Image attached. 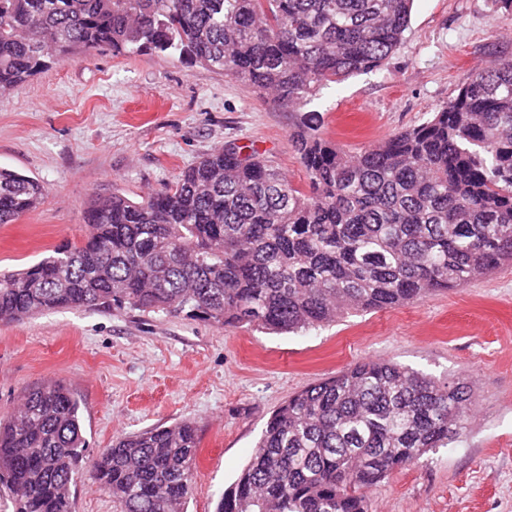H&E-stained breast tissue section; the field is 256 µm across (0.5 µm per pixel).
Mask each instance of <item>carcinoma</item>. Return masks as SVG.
<instances>
[{"mask_svg": "<svg viewBox=\"0 0 512 512\" xmlns=\"http://www.w3.org/2000/svg\"><path fill=\"white\" fill-rule=\"evenodd\" d=\"M413 0H0V90L79 52L173 53L292 108L378 70ZM305 192L256 152L217 148L141 200L96 198L86 234L0 271V323L63 308L177 311L276 333L378 312L512 263V58L473 73L422 124L356 155L290 134ZM46 198L0 169V224ZM471 387L362 361L268 418L215 512H369L368 489L466 428ZM89 447L81 399L29 389L0 420L10 512H72ZM199 448L190 420L112 442L90 479L115 512H185Z\"/></svg>", "mask_w": 512, "mask_h": 512, "instance_id": "1", "label": "carcinoma"}]
</instances>
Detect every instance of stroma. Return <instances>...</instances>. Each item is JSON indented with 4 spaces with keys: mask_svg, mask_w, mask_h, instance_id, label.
I'll list each match as a JSON object with an SVG mask.
<instances>
[{
    "mask_svg": "<svg viewBox=\"0 0 512 512\" xmlns=\"http://www.w3.org/2000/svg\"><path fill=\"white\" fill-rule=\"evenodd\" d=\"M512 58V7L415 0L378 71L288 110L223 72L157 54H80L0 93V167L40 180L42 205L0 224V269L81 240L96 197L160 189L212 149L247 146L296 186L289 136L309 113L351 153L425 122L481 68ZM362 360L397 363L474 392L465 433L368 491L372 512H512V264L419 302L293 334L175 312L59 309L0 323V418L34 384L84 403L90 457L118 437L193 421L200 448L187 512H214L271 413Z\"/></svg>",
    "mask_w": 512,
    "mask_h": 512,
    "instance_id": "obj_1",
    "label": "stroma"
}]
</instances>
